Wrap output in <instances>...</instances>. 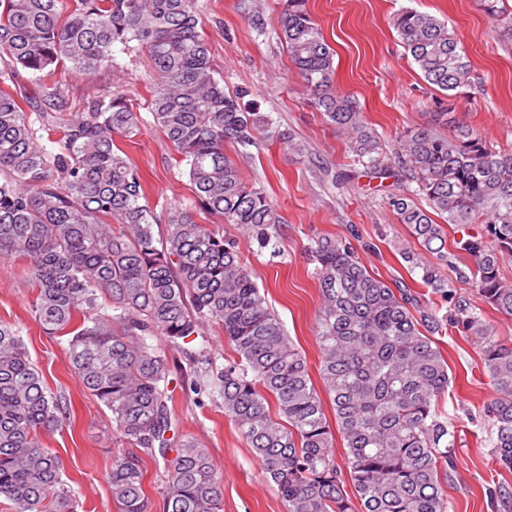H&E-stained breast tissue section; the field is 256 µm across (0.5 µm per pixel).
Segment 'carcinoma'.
I'll return each instance as SVG.
<instances>
[{
	"mask_svg": "<svg viewBox=\"0 0 512 512\" xmlns=\"http://www.w3.org/2000/svg\"><path fill=\"white\" fill-rule=\"evenodd\" d=\"M479 5L512 33L507 0ZM393 27L425 81L450 101L438 103L434 123L407 127L391 158L357 101L335 88L334 50L305 0H286L277 37L306 82L308 103L345 135L365 172L389 177L396 166L409 180L387 205L419 248L446 259L435 214L444 224L481 226L457 242L473 261L456 268L457 278L473 280L487 305L512 316V283L500 275V263L512 258V151L467 126L441 132L455 123L452 98L472 87L470 61L448 24L405 8ZM118 51L146 58L153 122L196 189L194 206L165 212L162 240L141 175L118 145L138 134L137 113L124 97L104 95L72 113L52 80L60 67L88 79L108 73ZM0 52L8 57L0 70V262H28L33 320L66 338L72 370L130 446L112 453L109 487L119 512H150L143 453L163 462L164 512L223 510L222 473L208 449L179 434L174 382L224 408L285 512H448L456 439L444 403L452 377L435 338L447 325L480 347L496 393L486 406L491 459L512 472V348L412 247L402 259L448 303L442 315L371 273L351 244L326 235L310 244L330 426L307 358L269 307L238 239L196 221L199 209L237 226L257 251L280 253L283 217L225 146L269 141L299 157L305 151L290 130L247 109L244 93L224 90L197 0H0ZM41 131L60 137L47 146ZM209 323L234 352L222 365L207 356ZM198 339L199 352L189 351ZM70 418L29 357L21 325L0 321V498L13 512H77L63 465L42 441ZM335 430L346 448L344 470L334 457ZM490 498L512 512L511 487L497 486Z\"/></svg>",
	"mask_w": 512,
	"mask_h": 512,
	"instance_id": "obj_1",
	"label": "carcinoma"
}]
</instances>
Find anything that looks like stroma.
I'll use <instances>...</instances> for the list:
<instances>
[{"label":"stroma","instance_id":"obj_1","mask_svg":"<svg viewBox=\"0 0 512 512\" xmlns=\"http://www.w3.org/2000/svg\"><path fill=\"white\" fill-rule=\"evenodd\" d=\"M242 0H198L204 37L226 90H246V105L293 131L307 154L295 158L279 144L226 146L244 177L263 185L284 219L281 253L245 252L246 263L269 306L278 314L310 366H317L316 316L319 288L307 249L332 235L349 240L370 271L401 282L421 304L432 297L419 271L400 255L411 237L386 203L397 192L395 178L367 177L346 148V138L309 106L307 91L273 28L285 0H255L266 21L256 29ZM306 8L335 50L336 85L354 96L365 119L386 146L413 125L431 121L442 92L428 85L407 57L392 27L394 15L413 8L446 21L465 49L476 89L459 100L454 117L478 130L499 149H512V36L502 32L477 0H307ZM118 69L87 81L64 73L55 78L69 95L71 111H85L94 96L125 94L140 115L141 130L122 147L139 169L150 206L157 213L191 206L194 187L177 152L154 125L147 108L149 71L144 57L118 54ZM24 264H0V320L23 324L21 336L45 384L72 406L69 427L44 438L62 461L63 478L78 495V512H118L108 483L112 453L121 442L112 433V414L72 372L65 338L45 335L31 315L34 293ZM452 373L446 408L457 435L448 485L449 512H498L489 487L512 473L490 456V426L484 408L493 389L481 352L459 328L439 337ZM179 431L196 438L224 475V512H285L276 488L260 471L251 448L208 398L174 390Z\"/></svg>","mask_w":512,"mask_h":512}]
</instances>
